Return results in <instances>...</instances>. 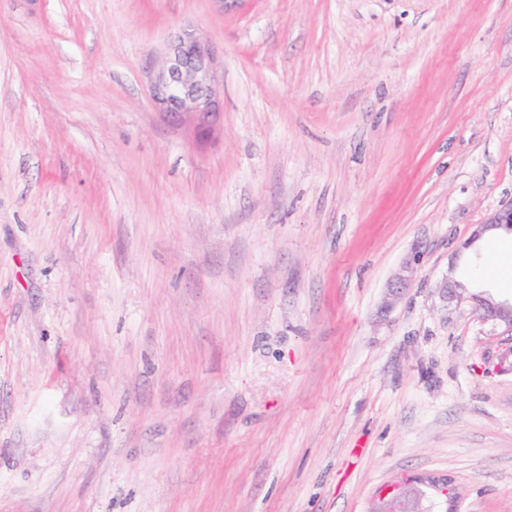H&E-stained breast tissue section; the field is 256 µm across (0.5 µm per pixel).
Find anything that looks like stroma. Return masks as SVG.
<instances>
[{
    "label": "stroma",
    "instance_id": "1",
    "mask_svg": "<svg viewBox=\"0 0 512 512\" xmlns=\"http://www.w3.org/2000/svg\"><path fill=\"white\" fill-rule=\"evenodd\" d=\"M511 201L512 0H0V512H512ZM146 76L151 99L171 114H186L197 122L200 135L209 130L216 95L212 48L193 34L178 37L164 59H150ZM507 226L512 230V202L503 205L500 209L491 213L474 231L468 242L465 244L466 248H470L486 232L502 229ZM478 302V310L484 312V316L495 322L503 329L506 336H512V302L500 303L493 302L483 297H475ZM377 508L383 509L381 512H411L410 499L407 491L404 489V483H393L385 487L379 494ZM376 508V509H377Z\"/></svg>",
    "mask_w": 512,
    "mask_h": 512
}]
</instances>
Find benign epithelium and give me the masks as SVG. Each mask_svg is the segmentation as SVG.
<instances>
[{
    "mask_svg": "<svg viewBox=\"0 0 512 512\" xmlns=\"http://www.w3.org/2000/svg\"><path fill=\"white\" fill-rule=\"evenodd\" d=\"M146 76L151 99L158 107L171 114L193 117L200 135L207 134L216 95L215 56L208 44L192 34L178 37L164 59L148 61ZM504 227L512 229V202L491 213L474 231L466 247H471L485 233ZM416 274V263H406L389 284V294L400 297ZM438 288L448 300L460 297L465 286L450 276L440 282ZM475 300L486 318L501 327L504 335L512 336V303L493 302L480 296ZM378 502L382 512H411L409 495L402 483L385 487Z\"/></svg>",
    "mask_w": 512,
    "mask_h": 512,
    "instance_id": "7a95c632",
    "label": "benign epithelium"
}]
</instances>
